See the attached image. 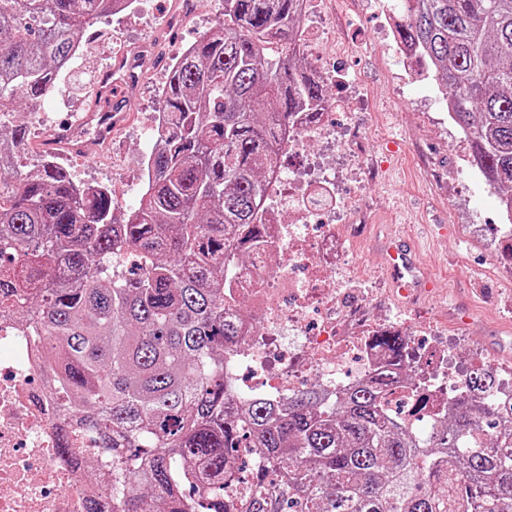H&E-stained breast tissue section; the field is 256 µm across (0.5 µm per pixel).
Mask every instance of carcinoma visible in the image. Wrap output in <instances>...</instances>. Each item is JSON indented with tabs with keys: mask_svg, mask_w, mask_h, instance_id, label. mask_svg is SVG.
Returning <instances> with one entry per match:
<instances>
[{
	"mask_svg": "<svg viewBox=\"0 0 512 512\" xmlns=\"http://www.w3.org/2000/svg\"><path fill=\"white\" fill-rule=\"evenodd\" d=\"M123 0H0V310L52 342L46 370L66 409L89 410L109 463L112 512H232L236 449H257L241 512H507L512 401L462 395L423 438L385 408L380 367L331 403L234 392L224 351L239 331L224 276L266 243L265 177L325 84L299 64L300 0H224V20L174 60L161 148L137 208L85 187L51 158L21 165L16 104L58 81L77 43ZM396 27L445 90L475 165L512 196V0H403ZM375 343L398 361L406 338Z\"/></svg>",
	"mask_w": 512,
	"mask_h": 512,
	"instance_id": "cac0c4a2",
	"label": "carcinoma"
}]
</instances>
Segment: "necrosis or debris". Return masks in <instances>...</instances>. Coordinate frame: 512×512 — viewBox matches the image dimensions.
Instances as JSON below:
<instances>
[{
  "mask_svg": "<svg viewBox=\"0 0 512 512\" xmlns=\"http://www.w3.org/2000/svg\"><path fill=\"white\" fill-rule=\"evenodd\" d=\"M341 99L330 101L319 121L297 123L283 147L302 153L311 142L346 155L352 178L369 174L363 137L346 138L336 123ZM336 181L312 160L287 170L276 168L265 194L262 216L271 249L258 251L228 288L230 316L242 324L224 370L246 395L279 397L315 388L326 401L372 376L388 363L374 337L393 329V320L375 318L366 302L347 301L342 284L351 251L337 218L351 200L322 206L316 199ZM415 357L397 368L413 373L417 384L399 383L389 408L415 429H427L454 395L468 389L470 374L452 364V348L423 365L416 354L420 338L408 331ZM45 340L29 334L14 315L0 314V512H112V495L92 488L82 476L86 456L99 444L80 411L55 400V382L46 372ZM83 450L72 461L56 456L60 431Z\"/></svg>",
  "mask_w": 512,
  "mask_h": 512,
  "instance_id": "necrosis-or-debris-1",
  "label": "necrosis or debris"
}]
</instances>
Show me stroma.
Segmentation results:
<instances>
[{"label": "stroma", "instance_id": "stroma-1", "mask_svg": "<svg viewBox=\"0 0 512 512\" xmlns=\"http://www.w3.org/2000/svg\"><path fill=\"white\" fill-rule=\"evenodd\" d=\"M397 4L315 0L307 20L313 45L305 50V63L328 74L330 94L361 100L353 121L365 134V150L377 171L357 191L345 182L336 185L340 194H355L365 219L353 254L356 266L377 283L369 310L381 318L397 314L410 328L436 326L439 335L459 340L462 357L478 352L491 362L512 363V263L485 247L500 236L498 196L475 175L461 131L430 74L410 78L398 67L385 32ZM170 15L180 16V24H164ZM223 17L224 0H199L194 15L184 13L183 0H139L133 10L101 19L89 52L60 77L69 104L47 94L27 105V164L41 160L46 133L67 130L82 115L108 59L150 41L152 62L132 88L133 109L113 133L108 154L64 150L56 155L77 182L115 188L119 210L137 205L142 162L149 153L144 127L161 109L170 66ZM341 73L356 76V83H338ZM395 235L415 239L423 255L425 287L413 299L400 296L391 284L386 243Z\"/></svg>", "mask_w": 512, "mask_h": 512}]
</instances>
